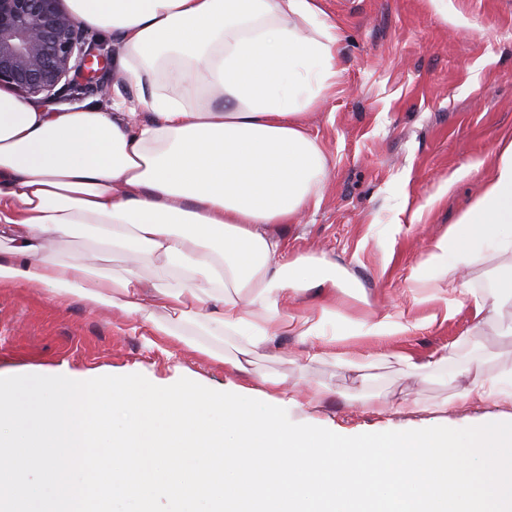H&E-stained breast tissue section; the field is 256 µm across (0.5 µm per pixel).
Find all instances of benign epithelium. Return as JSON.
Instances as JSON below:
<instances>
[{
  "mask_svg": "<svg viewBox=\"0 0 512 512\" xmlns=\"http://www.w3.org/2000/svg\"><path fill=\"white\" fill-rule=\"evenodd\" d=\"M102 56L62 0H0V88L53 103L74 93L104 95L92 77ZM88 73L82 84L70 75Z\"/></svg>",
  "mask_w": 512,
  "mask_h": 512,
  "instance_id": "7a95c632",
  "label": "benign epithelium"
}]
</instances>
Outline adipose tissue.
Here are the masks:
<instances>
[{"label": "adipose tissue", "mask_w": 512, "mask_h": 512, "mask_svg": "<svg viewBox=\"0 0 512 512\" xmlns=\"http://www.w3.org/2000/svg\"><path fill=\"white\" fill-rule=\"evenodd\" d=\"M82 25L112 31L118 69L136 94L112 107H51L0 90V284L76 297L132 318L166 310L151 331L207 353L204 338L237 342L233 370L280 337L304 357L337 350L323 305L296 315L289 301L318 285L352 282L327 258L288 260L274 224L318 207L328 176L306 117L341 73L337 26L316 0H67ZM461 228L434 244L430 263L455 271L471 246L512 224V142L498 154ZM90 225L121 248L114 277L95 256L45 257L47 241ZM154 264L151 279L137 271ZM422 327L406 313L377 315L359 335L381 340Z\"/></svg>", "instance_id": "obj_1"}]
</instances>
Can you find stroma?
Listing matches in <instances>:
<instances>
[{"instance_id": "stroma-1", "label": "stroma", "mask_w": 512, "mask_h": 512, "mask_svg": "<svg viewBox=\"0 0 512 512\" xmlns=\"http://www.w3.org/2000/svg\"><path fill=\"white\" fill-rule=\"evenodd\" d=\"M321 0L339 27L341 76L309 117L329 175L318 209L299 224H275L289 259L323 256L347 268L356 288L337 294L336 348L380 361L353 371L309 361L297 337L258 347L255 374L329 391L292 407L298 424L368 433L512 422V402L475 396L480 383L512 373V298L475 321V300L512 279V250L470 255L454 310L421 300L431 245L451 234L480 195L489 166L512 141V0ZM404 310L427 318L410 336H359L372 314ZM451 350L447 378L416 373L410 360ZM139 373L158 385L186 377L214 390L249 385L223 362L133 320L37 288H0V375ZM387 404L370 411L367 399ZM403 412L392 407L401 401ZM447 411H440V404Z\"/></svg>"}]
</instances>
